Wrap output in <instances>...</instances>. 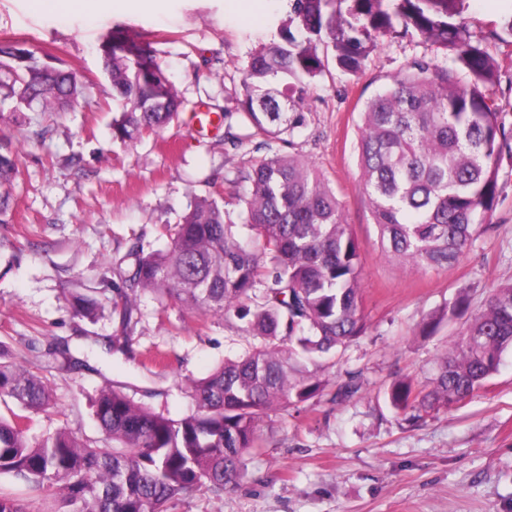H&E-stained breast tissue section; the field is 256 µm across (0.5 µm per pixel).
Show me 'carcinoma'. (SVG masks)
Segmentation results:
<instances>
[{
	"label": "carcinoma",
	"instance_id": "obj_1",
	"mask_svg": "<svg viewBox=\"0 0 512 512\" xmlns=\"http://www.w3.org/2000/svg\"><path fill=\"white\" fill-rule=\"evenodd\" d=\"M467 0H290L279 40L255 50L241 108L250 125L278 138L305 123L304 101L325 72L320 46L337 68L357 75L380 39L418 35L446 55L421 58L391 77L360 110L355 144L361 185L381 247L421 270L446 268L493 228L498 172L512 161V128L489 95L500 82L484 39L464 18ZM111 97L123 106L112 139L132 144L166 127L182 106L150 49L111 32L101 45ZM86 102L74 69L40 60L18 43L0 42V113L60 112ZM17 174L0 152V223L10 219ZM250 192L220 202L196 197L176 224L163 225L164 248L132 246L113 262L127 293L123 326L138 314L137 296L240 322L247 349L191 385L194 410L179 419L155 413L106 387L94 405L102 438L81 443L64 431L33 438L32 415L52 402L45 366L0 355V512H169L180 496H216L242 476L245 454L259 447V420L324 395V373L366 334L359 242L336 194L310 164L275 153L246 173ZM469 306L461 292L428 318L436 329ZM512 349V283L493 287L463 326L431 382L396 380L390 406L416 424L460 404L497 372ZM48 361L81 365L68 343ZM349 372L332 400L357 394Z\"/></svg>",
	"mask_w": 512,
	"mask_h": 512
}]
</instances>
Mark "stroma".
<instances>
[{
  "mask_svg": "<svg viewBox=\"0 0 512 512\" xmlns=\"http://www.w3.org/2000/svg\"><path fill=\"white\" fill-rule=\"evenodd\" d=\"M476 34L500 29L512 0H467ZM288 0H62L52 14L31 0H0V41L51 53L76 69L89 105L77 111L0 117V152L16 154L20 176L11 217L0 224V354L38 365L64 340L84 368L53 365L52 404L35 417L34 434L66 429L100 436L92 404L111 384L172 418L190 413V381L207 377L247 345L220 316L171 305L157 316L151 294L138 297V321L123 327L112 301L123 292L115 258L132 244L163 248L158 229L176 223L192 196L246 193V171L272 153L294 155L323 175L361 247L362 310L367 333L325 373L347 372L362 389L269 412L260 446L244 457L240 483L217 497L188 492L170 512H512V350L499 371L465 403L416 426L402 422L384 391L398 377L430 380L436 360L455 343L463 318L421 335L428 315L466 292L471 312L490 286L512 281V164L503 163L491 231L445 269L419 270L388 256L362 192L354 144L359 111L413 58L445 57L419 36L387 37L362 73L325 75L305 99L306 123L288 140H269L238 111L250 54L288 19ZM150 45L183 100L159 135L131 145L112 139L121 107L102 72L100 43L110 31ZM501 78L496 102L512 123V36L489 41ZM224 109L222 128L199 131V106ZM94 307L77 311L78 298ZM116 342V350L105 345Z\"/></svg>",
  "mask_w": 512,
  "mask_h": 512,
  "instance_id": "stroma-1",
  "label": "stroma"
}]
</instances>
